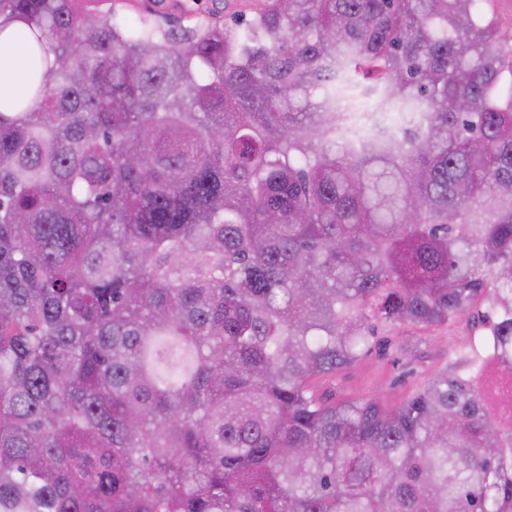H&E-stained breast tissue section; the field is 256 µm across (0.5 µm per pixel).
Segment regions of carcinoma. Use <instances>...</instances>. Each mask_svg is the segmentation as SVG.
<instances>
[{"label":"carcinoma","instance_id":"obj_1","mask_svg":"<svg viewBox=\"0 0 512 512\" xmlns=\"http://www.w3.org/2000/svg\"><path fill=\"white\" fill-rule=\"evenodd\" d=\"M85 2L0 0V512H512L501 0ZM482 299L485 352L398 408L311 392ZM148 4L149 0H98L87 4L86 8L94 13H109L114 22L124 25L135 21ZM170 6L166 9L152 8L158 13L165 15L166 19L161 20L165 28H173L176 24L191 25L190 17H208L211 14L223 17L227 22L237 15L239 10H245L239 1L247 0H161ZM226 1V2H225ZM168 20V22L166 21ZM20 26L12 24L0 34V100L25 91L28 54ZM482 384L491 394L496 395L498 392L505 407L508 410L512 409V378L511 380L499 378L495 366L490 365L482 379Z\"/></svg>","mask_w":512,"mask_h":512}]
</instances>
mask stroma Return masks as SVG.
Listing matches in <instances>:
<instances>
[{"instance_id":"35a3bbf8","label":"stroma","mask_w":512,"mask_h":512,"mask_svg":"<svg viewBox=\"0 0 512 512\" xmlns=\"http://www.w3.org/2000/svg\"><path fill=\"white\" fill-rule=\"evenodd\" d=\"M164 15L169 25H187L192 18L217 15L231 20L241 8L239 0H167ZM480 303L475 313L434 327L386 326L381 342L356 362L332 374L311 379L320 399L332 401L374 398L387 409L398 407L475 348L486 329Z\"/></svg>"}]
</instances>
